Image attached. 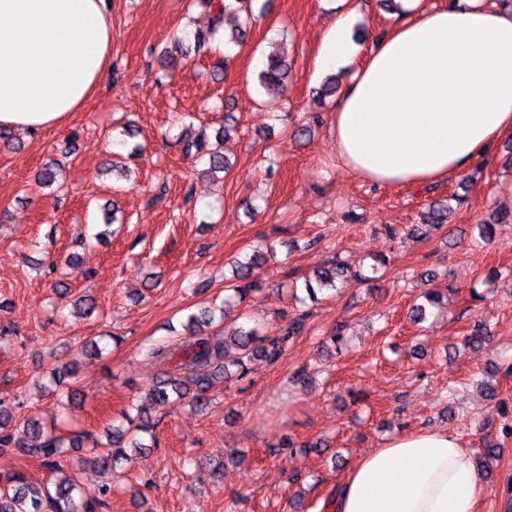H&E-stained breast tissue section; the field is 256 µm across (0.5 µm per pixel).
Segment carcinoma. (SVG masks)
<instances>
[{"label":"carcinoma","mask_w":512,"mask_h":512,"mask_svg":"<svg viewBox=\"0 0 512 512\" xmlns=\"http://www.w3.org/2000/svg\"><path fill=\"white\" fill-rule=\"evenodd\" d=\"M253 0H191L195 7H202L214 14V28L221 27L227 11L237 12L252 19ZM210 38L195 31L192 36L178 37L174 43L180 45V56L185 59L191 52H200L208 46ZM288 60L276 54L267 56L257 78L260 86L269 93H280L287 84ZM183 149L194 150L209 156L208 172L215 173L225 169L224 154L209 149L205 130L180 139ZM454 208L448 200L430 203L420 213V223L413 224L409 233L416 236L427 234L429 228H439L448 223V217ZM266 261V255L255 250L242 260L235 261L233 282L226 285L227 290L243 301L253 293L261 291L256 270ZM371 280V276L359 269L350 267L336 257L324 261L315 271L313 278H307L304 289L310 300L330 290L346 287L353 281L358 283ZM426 303H416L411 307L410 317L420 322L426 318L428 307H437L441 298L430 293L424 295ZM309 314L302 311L290 318L284 334L278 338L264 341L254 328L238 327L230 336L207 335L204 330L211 327L216 319V309L205 308L192 313L183 324L189 339L175 345H152L148 347L145 358L160 367L154 388L139 400L134 398L128 405L126 421L128 428L111 427L106 431V444L89 449L95 454L98 466L107 472L112 471L121 451L115 446L129 439L130 447L144 448L146 444L138 434L150 433V427L144 423L147 406L153 404L186 403L192 407L207 403V392L219 378L233 376L243 378L247 375V363L253 357H265L271 361L278 359L286 344L305 326ZM21 403L7 397L0 398V452L17 448L26 454L42 458L43 464L62 476L52 483H35L25 473L18 471L0 482V512H97L103 499L112 494V486L101 487V499L88 500L83 495L79 470L71 467L67 470L60 466V459L70 452L83 449L82 436L75 434L67 439L54 431L44 430L38 418L30 415L17 416Z\"/></svg>","instance_id":"carcinoma-1"}]
</instances>
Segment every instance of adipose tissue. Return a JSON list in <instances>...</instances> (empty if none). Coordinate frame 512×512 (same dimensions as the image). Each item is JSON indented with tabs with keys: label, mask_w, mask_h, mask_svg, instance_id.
I'll return each mask as SVG.
<instances>
[{
	"label": "adipose tissue",
	"mask_w": 512,
	"mask_h": 512,
	"mask_svg": "<svg viewBox=\"0 0 512 512\" xmlns=\"http://www.w3.org/2000/svg\"><path fill=\"white\" fill-rule=\"evenodd\" d=\"M413 10L366 54L350 15L316 60L354 63L336 103V153L378 186L429 185L512 136V14L483 0ZM112 66V0H0V128L65 130ZM481 474L459 435L399 434L357 458L333 512H480Z\"/></svg>",
	"instance_id": "obj_1"
}]
</instances>
